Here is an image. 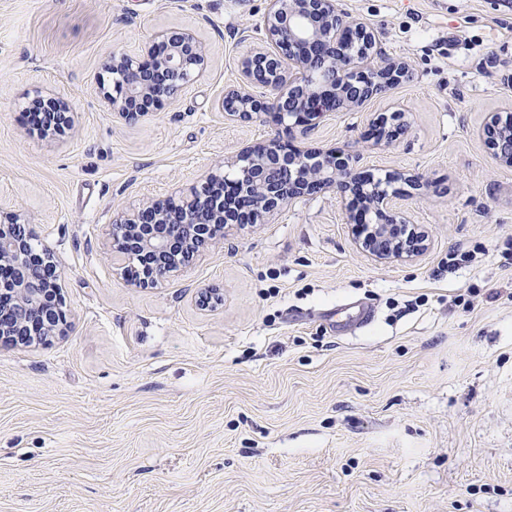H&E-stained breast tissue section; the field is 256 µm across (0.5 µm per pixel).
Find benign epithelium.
<instances>
[{
    "instance_id": "obj_1",
    "label": "benign epithelium",
    "mask_w": 512,
    "mask_h": 512,
    "mask_svg": "<svg viewBox=\"0 0 512 512\" xmlns=\"http://www.w3.org/2000/svg\"><path fill=\"white\" fill-rule=\"evenodd\" d=\"M264 36L241 64L242 83L287 92L277 100L274 114L288 131L308 136L321 120L359 106L400 81L409 64L385 55L379 37L366 24L344 14L336 0H268ZM368 42V50L352 53L347 45ZM206 51L191 32L161 34L136 58L114 52L106 68L112 71L109 108L127 122L162 109L181 95L204 70ZM51 106L66 129L75 113L55 97L36 94L28 107ZM221 108L230 118H251L268 112V102L230 90ZM407 125L405 113L392 112L381 123L376 145L388 147ZM499 161L512 166V124L502 113H487L479 130ZM356 158L334 148H305L273 140L248 149L233 162L235 170L208 176L179 198L181 209L170 210V200L150 201L138 211L114 220L112 250L123 255L137 247L153 262L141 278L121 275L133 285L147 287L184 266L173 245L181 240L188 259L224 242L233 224L257 222L293 199L331 189L352 201L366 200V220L356 224L361 249L378 260L399 261L418 255L426 236L408 217L392 208L390 193L376 187L356 169ZM391 184L418 190L429 187L419 176L394 172ZM31 234L14 214L0 223V342L19 344L41 328L38 338L64 334L70 323L60 296L59 275H47L32 257Z\"/></svg>"
}]
</instances>
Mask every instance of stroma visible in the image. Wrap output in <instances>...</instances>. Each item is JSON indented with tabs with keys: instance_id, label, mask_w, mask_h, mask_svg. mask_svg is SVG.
I'll return each instance as SVG.
<instances>
[{
	"instance_id": "stroma-1",
	"label": "stroma",
	"mask_w": 512,
	"mask_h": 512,
	"mask_svg": "<svg viewBox=\"0 0 512 512\" xmlns=\"http://www.w3.org/2000/svg\"><path fill=\"white\" fill-rule=\"evenodd\" d=\"M337 4L410 72L312 144L427 179L401 197L426 250L372 259L328 191L140 288L107 250L117 214L243 147L303 141L220 108L267 2L0 0V210L50 250L71 321L0 345V512H512V167L478 135L512 103V0ZM166 30L198 36L205 70L126 123L105 60ZM36 90L68 100L73 129L29 123ZM393 102L406 130L374 146ZM456 247L479 255L443 268ZM205 288L223 303L198 306Z\"/></svg>"
}]
</instances>
